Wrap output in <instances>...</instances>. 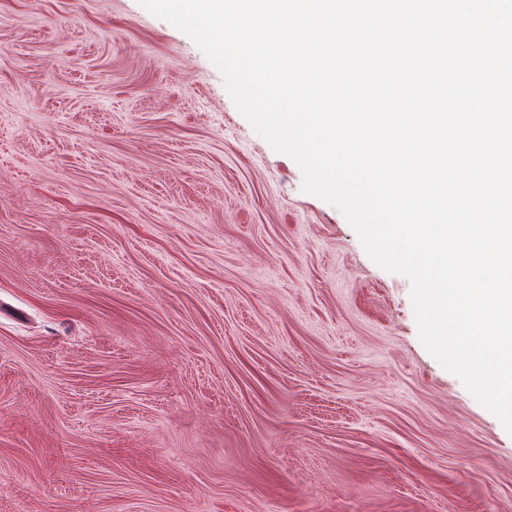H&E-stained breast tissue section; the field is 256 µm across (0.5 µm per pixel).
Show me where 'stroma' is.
<instances>
[{
	"label": "stroma",
	"instance_id": "1",
	"mask_svg": "<svg viewBox=\"0 0 512 512\" xmlns=\"http://www.w3.org/2000/svg\"><path fill=\"white\" fill-rule=\"evenodd\" d=\"M139 0H0V512H512L413 283Z\"/></svg>",
	"mask_w": 512,
	"mask_h": 512
}]
</instances>
